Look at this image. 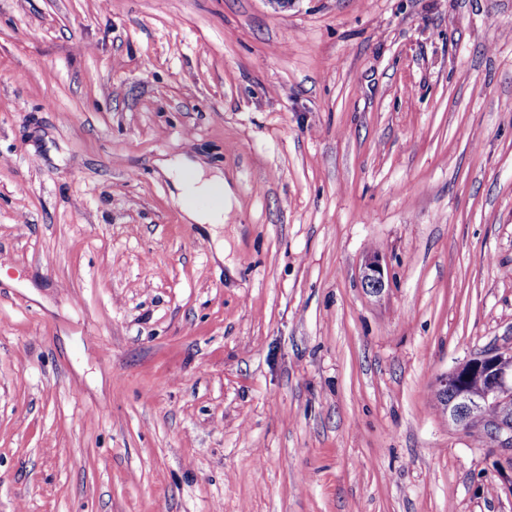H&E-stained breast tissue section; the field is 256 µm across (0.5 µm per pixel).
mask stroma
<instances>
[{
	"mask_svg": "<svg viewBox=\"0 0 512 512\" xmlns=\"http://www.w3.org/2000/svg\"><path fill=\"white\" fill-rule=\"evenodd\" d=\"M503 346L512 0H0V512H512ZM161 168L179 190L178 203L187 223H225L233 209V194L224 173L209 175L199 162L184 156L162 161ZM362 280L366 287L373 291L384 288V272L381 259L378 254L370 257L363 268ZM435 395L448 421L481 428L496 448L512 450V347L471 355L437 379Z\"/></svg>",
	"mask_w": 512,
	"mask_h": 512,
	"instance_id": "1",
	"label": "stroma"
}]
</instances>
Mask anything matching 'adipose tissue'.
I'll return each mask as SVG.
<instances>
[{
  "label": "adipose tissue",
  "mask_w": 512,
  "mask_h": 512,
  "mask_svg": "<svg viewBox=\"0 0 512 512\" xmlns=\"http://www.w3.org/2000/svg\"><path fill=\"white\" fill-rule=\"evenodd\" d=\"M161 168L179 190L178 203L187 223L225 222L233 194L223 174L207 173L199 162L184 156L162 161Z\"/></svg>",
  "instance_id": "1"
}]
</instances>
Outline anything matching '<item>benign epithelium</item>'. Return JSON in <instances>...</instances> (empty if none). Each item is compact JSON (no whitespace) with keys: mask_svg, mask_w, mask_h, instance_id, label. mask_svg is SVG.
<instances>
[{"mask_svg":"<svg viewBox=\"0 0 512 512\" xmlns=\"http://www.w3.org/2000/svg\"><path fill=\"white\" fill-rule=\"evenodd\" d=\"M362 280L374 291L384 288L379 255L366 261ZM435 395L453 424L481 428L495 447L512 450V347L471 355L437 379Z\"/></svg>","mask_w":512,"mask_h":512,"instance_id":"benign-epithelium-1","label":"benign epithelium"}]
</instances>
